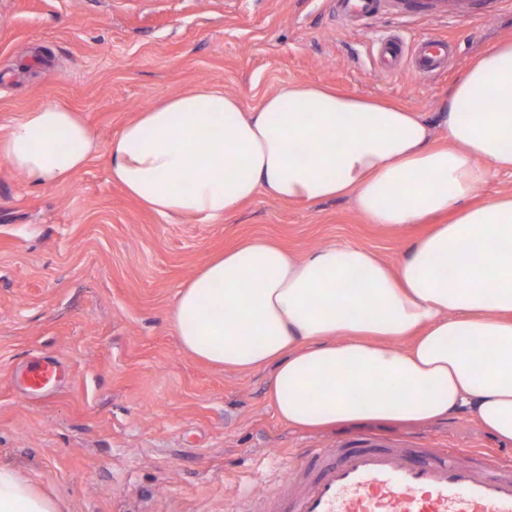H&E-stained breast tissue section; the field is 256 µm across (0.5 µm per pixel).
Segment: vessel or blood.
Segmentation results:
<instances>
[{"mask_svg": "<svg viewBox=\"0 0 512 512\" xmlns=\"http://www.w3.org/2000/svg\"><path fill=\"white\" fill-rule=\"evenodd\" d=\"M447 51L441 38L426 39L414 53L394 38L382 46V66L391 70L406 59L416 74L429 75L443 69ZM62 373L39 360L27 367L24 384L40 390ZM253 512H512V459L361 436L307 449L288 484L255 502Z\"/></svg>", "mask_w": 512, "mask_h": 512, "instance_id": "vessel-or-blood-1", "label": "vessel or blood"}]
</instances>
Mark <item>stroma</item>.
<instances>
[{"instance_id":"obj_1","label":"stroma","mask_w":512,"mask_h":512,"mask_svg":"<svg viewBox=\"0 0 512 512\" xmlns=\"http://www.w3.org/2000/svg\"><path fill=\"white\" fill-rule=\"evenodd\" d=\"M480 21L439 0H380L344 19L336 0H0V134L56 103L100 151L68 182L38 185L0 159V464L50 491L63 512H230L241 489L285 483L305 448L377 433L436 448L512 442L466 414L429 425L302 431L269 399L272 371L214 367L184 352L169 314L179 286L237 240L266 236L305 256L348 241L397 261L411 237L371 224L348 198L265 195L218 220L162 217L114 182L107 148L154 103L208 84L244 110L291 82L331 85L428 114L479 56L512 40V0H475ZM429 37L455 50L430 76L378 71L377 43ZM65 368L26 391L37 359Z\"/></svg>"}]
</instances>
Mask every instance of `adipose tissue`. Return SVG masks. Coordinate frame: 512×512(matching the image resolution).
Wrapping results in <instances>:
<instances>
[{
  "label": "adipose tissue",
  "instance_id": "adipose-tissue-1",
  "mask_svg": "<svg viewBox=\"0 0 512 512\" xmlns=\"http://www.w3.org/2000/svg\"><path fill=\"white\" fill-rule=\"evenodd\" d=\"M478 93L491 105L469 111ZM204 129L215 138L200 140ZM438 130L447 145H435ZM99 148L60 105L25 112L0 135V158L38 184L68 181ZM108 155L113 180L164 217L219 219L263 193L287 203L350 197L388 230L431 222L394 264L352 243L300 258L269 238L243 239L179 287L172 325L198 360L272 368L271 405L290 426L466 411L512 440V194L472 201L487 166L512 175V40L471 64L426 116L299 82L246 112L203 85L137 113ZM402 338L407 347L393 348ZM0 512L61 508L0 466Z\"/></svg>",
  "mask_w": 512,
  "mask_h": 512
}]
</instances>
